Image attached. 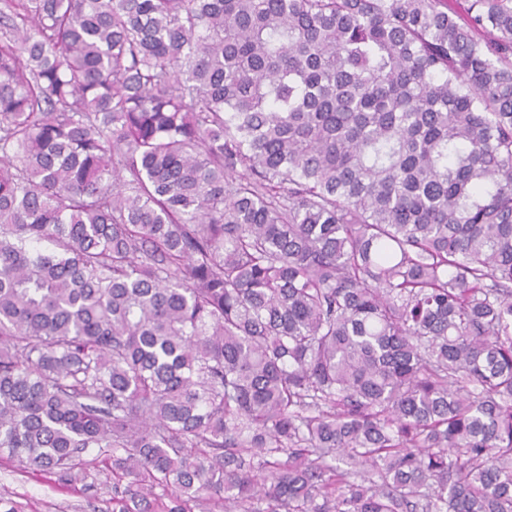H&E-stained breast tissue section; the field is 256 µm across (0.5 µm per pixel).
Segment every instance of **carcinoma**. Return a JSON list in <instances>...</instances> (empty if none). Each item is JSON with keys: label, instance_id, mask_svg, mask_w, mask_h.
I'll use <instances>...</instances> for the list:
<instances>
[{"label": "carcinoma", "instance_id": "obj_1", "mask_svg": "<svg viewBox=\"0 0 512 512\" xmlns=\"http://www.w3.org/2000/svg\"><path fill=\"white\" fill-rule=\"evenodd\" d=\"M91 448L512 512V0H0V452Z\"/></svg>", "mask_w": 512, "mask_h": 512}]
</instances>
